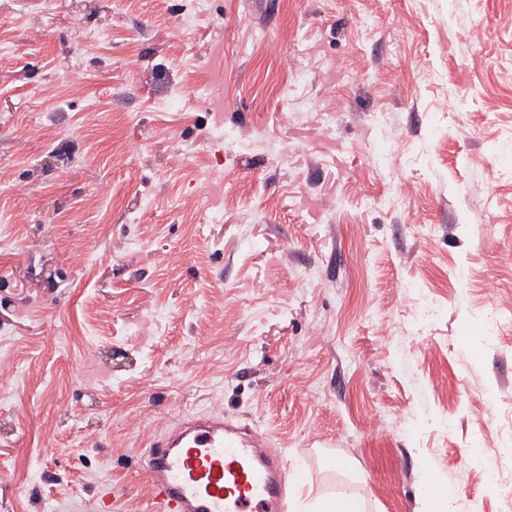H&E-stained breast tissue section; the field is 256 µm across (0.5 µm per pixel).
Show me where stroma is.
<instances>
[{"label":"stroma","mask_w":512,"mask_h":512,"mask_svg":"<svg viewBox=\"0 0 512 512\" xmlns=\"http://www.w3.org/2000/svg\"><path fill=\"white\" fill-rule=\"evenodd\" d=\"M189 2L0 0V512H151L213 412L300 501L512 512V0Z\"/></svg>","instance_id":"35a3bbf8"}]
</instances>
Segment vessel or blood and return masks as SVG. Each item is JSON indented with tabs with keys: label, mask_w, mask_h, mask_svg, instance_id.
Instances as JSON below:
<instances>
[{
	"label": "vessel or blood",
	"mask_w": 512,
	"mask_h": 512,
	"mask_svg": "<svg viewBox=\"0 0 512 512\" xmlns=\"http://www.w3.org/2000/svg\"><path fill=\"white\" fill-rule=\"evenodd\" d=\"M138 454L154 512H284L285 456L250 426L180 418Z\"/></svg>",
	"instance_id": "1"
}]
</instances>
